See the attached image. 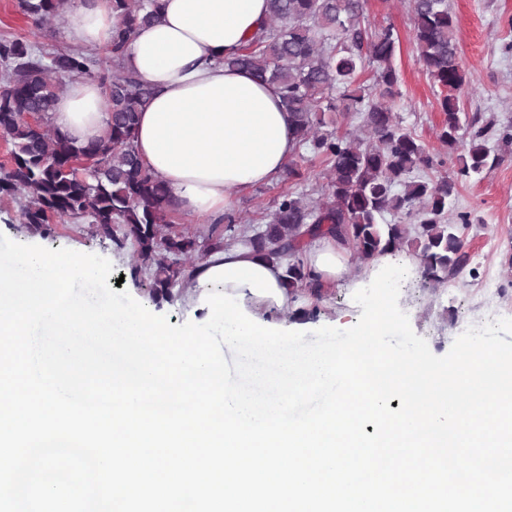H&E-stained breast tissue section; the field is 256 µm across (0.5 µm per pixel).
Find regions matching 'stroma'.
<instances>
[{
  "instance_id": "obj_1",
  "label": "stroma",
  "mask_w": 512,
  "mask_h": 512,
  "mask_svg": "<svg viewBox=\"0 0 512 512\" xmlns=\"http://www.w3.org/2000/svg\"><path fill=\"white\" fill-rule=\"evenodd\" d=\"M456 20L459 63L471 73L473 85L459 95L468 137L472 118L492 123L488 145L498 155L497 165L479 179L460 184L449 223L467 213L463 230L468 263L456 276L439 285L423 283L420 277H406L399 293V306L407 314L412 330L424 338L438 356L448 353L454 340L466 329L495 319L512 318V144L503 145L499 135L512 129V0H448ZM365 22L373 29L393 27L398 36L394 66L399 75L400 95L392 110L410 128L430 153H442L437 133L444 119L440 89L417 61L414 25L407 0H365ZM20 37L33 44L36 52L49 56L66 45L59 23L36 29L18 6V0H0V38ZM289 164L295 176L280 174L271 184L238 192L234 209L248 230H261L262 216L273 210L285 192L311 193L327 181L329 166L310 150H300ZM23 196L0 197V234L23 244L46 248H67L97 254L114 267L109 285H122L149 311L167 316L171 325L183 324L184 309L174 302H154L153 269L142 264L132 240L116 243L99 233L88 221H54L33 232L22 222ZM497 284L494 296L484 294L487 281ZM347 281L301 288L299 309L289 311V330L311 332L320 328L321 318L357 322L362 309L353 299Z\"/></svg>"
}]
</instances>
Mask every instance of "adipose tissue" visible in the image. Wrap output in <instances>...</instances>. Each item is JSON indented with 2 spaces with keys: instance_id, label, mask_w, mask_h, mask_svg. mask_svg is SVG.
I'll return each mask as SVG.
<instances>
[{
  "instance_id": "1",
  "label": "adipose tissue",
  "mask_w": 512,
  "mask_h": 512,
  "mask_svg": "<svg viewBox=\"0 0 512 512\" xmlns=\"http://www.w3.org/2000/svg\"><path fill=\"white\" fill-rule=\"evenodd\" d=\"M158 20L140 28L123 64L154 89L138 119L135 146L145 164L170 190L179 214L217 219L229 211L236 191L267 185L296 151L292 121L279 89L251 73L224 67L222 58L245 45L267 17L266 0H161ZM110 0H67L60 28L72 43L112 44ZM51 123L85 143L103 136L108 120L105 91L95 81L72 83L50 114ZM308 269L322 284L348 279L369 282L380 261L353 269L346 245L332 236L311 240ZM282 260L259 255L237 242L211 252L189 274L180 298L196 318L202 291L243 295L246 310L282 324L297 301L284 284Z\"/></svg>"
}]
</instances>
